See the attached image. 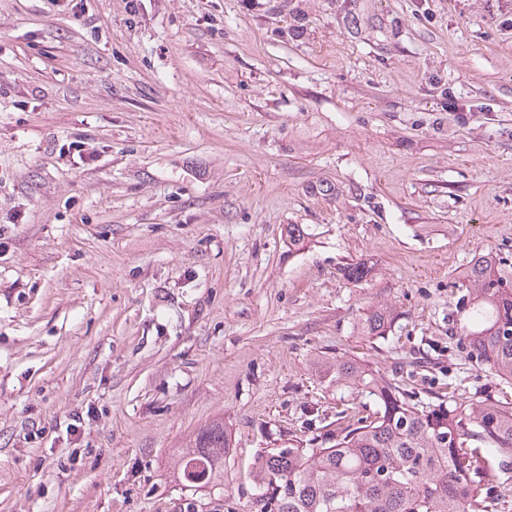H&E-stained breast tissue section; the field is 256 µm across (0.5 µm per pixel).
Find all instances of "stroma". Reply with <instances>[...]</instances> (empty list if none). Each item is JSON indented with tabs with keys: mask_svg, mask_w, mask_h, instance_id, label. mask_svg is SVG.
<instances>
[{
	"mask_svg": "<svg viewBox=\"0 0 512 512\" xmlns=\"http://www.w3.org/2000/svg\"><path fill=\"white\" fill-rule=\"evenodd\" d=\"M487 251L512 0H0V512H251L260 449L374 410L340 358L512 403L450 332ZM393 313L386 308L373 309L364 319L361 330L365 336L382 338L393 319ZM228 435L222 422H213L197 433L194 446L181 460L180 479L191 487L206 486L224 474V448Z\"/></svg>",
	"mask_w": 512,
	"mask_h": 512,
	"instance_id": "35a3bbf8",
	"label": "stroma"
}]
</instances>
